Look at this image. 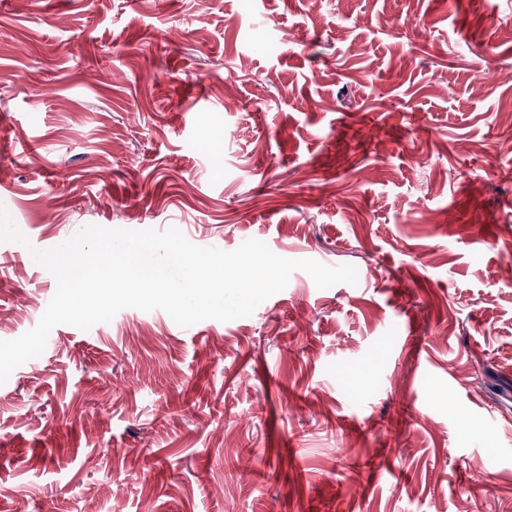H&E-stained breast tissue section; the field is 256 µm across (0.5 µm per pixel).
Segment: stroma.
I'll list each match as a JSON object with an SVG mask.
<instances>
[{"mask_svg":"<svg viewBox=\"0 0 512 512\" xmlns=\"http://www.w3.org/2000/svg\"><path fill=\"white\" fill-rule=\"evenodd\" d=\"M512 0H0V204L353 265L251 316L56 326L7 512H512ZM54 276L0 243V340Z\"/></svg>","mask_w":512,"mask_h":512,"instance_id":"1","label":"stroma"}]
</instances>
